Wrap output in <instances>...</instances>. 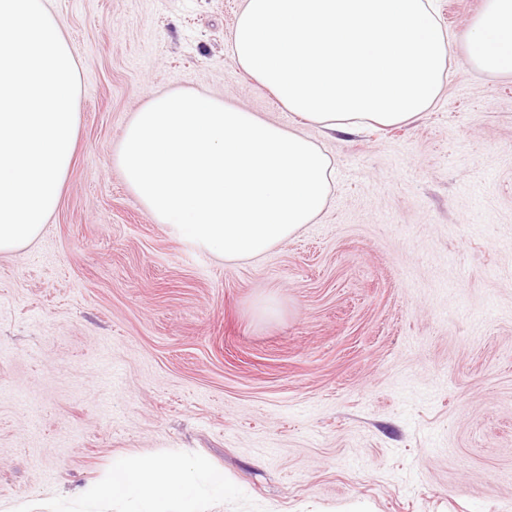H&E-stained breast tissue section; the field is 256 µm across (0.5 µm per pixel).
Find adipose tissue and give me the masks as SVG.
Segmentation results:
<instances>
[{"instance_id": "adipose-tissue-1", "label": "adipose tissue", "mask_w": 512, "mask_h": 512, "mask_svg": "<svg viewBox=\"0 0 512 512\" xmlns=\"http://www.w3.org/2000/svg\"><path fill=\"white\" fill-rule=\"evenodd\" d=\"M470 63L512 76V0H485L463 44ZM452 35L433 0H241L233 31L239 67L305 124L352 133L425 112L450 72ZM228 487L198 459L116 455L89 501L133 512H205Z\"/></svg>"}]
</instances>
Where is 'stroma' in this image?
I'll list each match as a JSON object with an SVG mask.
<instances>
[{"label": "stroma", "mask_w": 512, "mask_h": 512, "mask_svg": "<svg viewBox=\"0 0 512 512\" xmlns=\"http://www.w3.org/2000/svg\"><path fill=\"white\" fill-rule=\"evenodd\" d=\"M435 2L433 107L308 128L324 214L227 263L155 223L115 155L161 91L298 124L234 59L240 0H49L79 142L41 236L0 255V512H122L76 497L119 453L223 470L208 512H512V79L464 55L484 0Z\"/></svg>", "instance_id": "1"}]
</instances>
